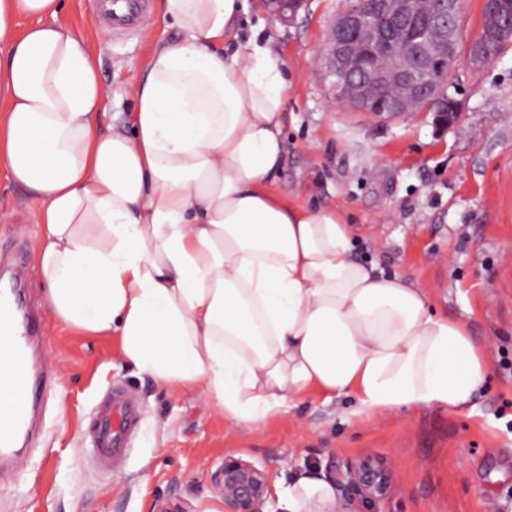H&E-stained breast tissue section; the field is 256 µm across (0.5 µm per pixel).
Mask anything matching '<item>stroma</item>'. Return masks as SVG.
Here are the masks:
<instances>
[{"instance_id": "35a3bbf8", "label": "stroma", "mask_w": 512, "mask_h": 512, "mask_svg": "<svg viewBox=\"0 0 512 512\" xmlns=\"http://www.w3.org/2000/svg\"><path fill=\"white\" fill-rule=\"evenodd\" d=\"M346 0H309L284 24L248 5L245 27L269 36L288 82L286 155L274 187L335 207L356 229L354 254L416 277L435 310L488 344L489 373L461 409L425 407L348 420L350 399L305 395L251 431L225 420L193 388L171 390L122 364L117 339L73 331L53 317L34 265L37 229L17 223L35 202L0 173V277L19 276L40 322L36 365L56 374L31 450L0 476V512H224L214 476L231 455L285 485L320 463L364 455L393 471L381 512H512V48L482 72L459 68L450 95L460 116L380 118L333 99L318 62L327 26ZM159 13L96 44L111 89L108 115L128 114L130 88L158 38ZM139 403L132 448L107 465L86 437L112 388Z\"/></svg>"}]
</instances>
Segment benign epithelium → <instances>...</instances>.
<instances>
[{
  "label": "benign epithelium",
  "instance_id": "7a95c632",
  "mask_svg": "<svg viewBox=\"0 0 512 512\" xmlns=\"http://www.w3.org/2000/svg\"><path fill=\"white\" fill-rule=\"evenodd\" d=\"M307 0H261L266 12L292 21ZM369 0L336 14L320 49L319 61L336 100L377 116L430 112L438 128L454 124L458 102L448 94V75L459 64L457 44L464 0H382L378 18L369 16ZM512 17V0H483L479 30L468 44L465 61L477 73L491 63L487 44L502 41L503 18ZM338 492L336 512H375L391 487L392 470L371 456L342 468L327 465ZM224 512H264L269 492L267 471L234 456L214 478Z\"/></svg>",
  "mask_w": 512,
  "mask_h": 512
}]
</instances>
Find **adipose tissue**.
Wrapping results in <instances>:
<instances>
[{
    "label": "adipose tissue",
    "mask_w": 512,
    "mask_h": 512,
    "mask_svg": "<svg viewBox=\"0 0 512 512\" xmlns=\"http://www.w3.org/2000/svg\"><path fill=\"white\" fill-rule=\"evenodd\" d=\"M244 0H159L158 40L102 132L110 96L61 0H0V168L38 204L35 264L62 325L119 340L123 362L197 389L250 429L306 391L368 417L466 405L484 348L438 314L419 279L352 255L342 212L273 188L288 87ZM35 23L17 32L19 17ZM284 512L331 507L315 472Z\"/></svg>",
    "instance_id": "obj_1"
}]
</instances>
